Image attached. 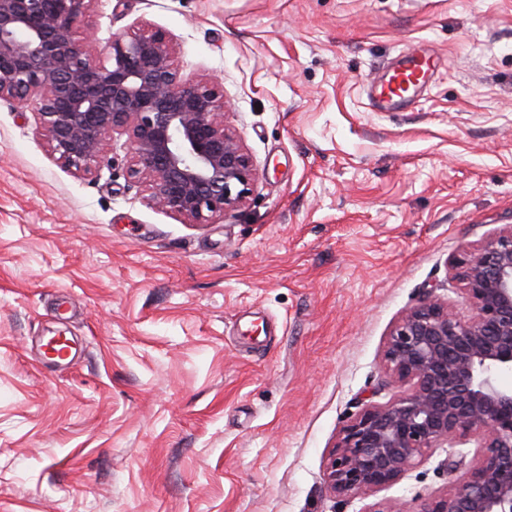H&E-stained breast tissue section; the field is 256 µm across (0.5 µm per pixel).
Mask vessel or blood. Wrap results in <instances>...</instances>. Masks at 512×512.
Listing matches in <instances>:
<instances>
[{"label": "vessel or blood", "mask_w": 512, "mask_h": 512, "mask_svg": "<svg viewBox=\"0 0 512 512\" xmlns=\"http://www.w3.org/2000/svg\"><path fill=\"white\" fill-rule=\"evenodd\" d=\"M439 67V59L425 51L400 58L371 83L370 92L380 106H408Z\"/></svg>", "instance_id": "b4317fda"}]
</instances>
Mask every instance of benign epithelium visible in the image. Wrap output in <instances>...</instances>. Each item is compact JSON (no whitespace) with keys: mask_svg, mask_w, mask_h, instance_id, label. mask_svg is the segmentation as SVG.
Segmentation results:
<instances>
[{"mask_svg":"<svg viewBox=\"0 0 512 512\" xmlns=\"http://www.w3.org/2000/svg\"><path fill=\"white\" fill-rule=\"evenodd\" d=\"M93 0H0V102H35L50 152L90 173L127 137L146 199L204 224L243 205L252 160L226 125L224 91L185 82L160 31L112 36L106 60L78 38ZM472 313L431 291L388 334L393 393L339 431L325 468L338 496L370 495L435 448L473 441L476 462L414 512H512V226L454 261Z\"/></svg>","mask_w":512,"mask_h":512,"instance_id":"1","label":"benign epithelium"}]
</instances>
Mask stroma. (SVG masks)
I'll list each match as a JSON object with an SVG mask.
<instances>
[{"mask_svg": "<svg viewBox=\"0 0 512 512\" xmlns=\"http://www.w3.org/2000/svg\"><path fill=\"white\" fill-rule=\"evenodd\" d=\"M99 49L160 31L224 88L247 203L190 224L133 185L123 137L84 176L0 103V512H415L467 468L437 448L375 497L324 471L387 401L381 357L421 294L512 225V0H93ZM443 65L400 111L368 83ZM61 332L69 364L38 348Z\"/></svg>", "mask_w": 512, "mask_h": 512, "instance_id": "obj_1", "label": "stroma"}]
</instances>
